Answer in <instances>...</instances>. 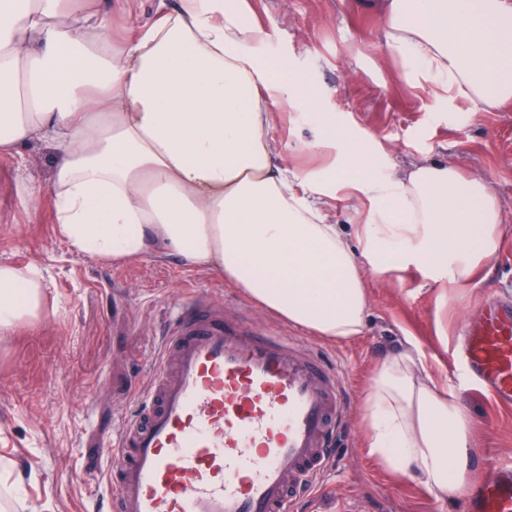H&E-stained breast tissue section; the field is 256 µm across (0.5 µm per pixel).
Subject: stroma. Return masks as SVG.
<instances>
[{"instance_id":"1","label":"stroma","mask_w":512,"mask_h":512,"mask_svg":"<svg viewBox=\"0 0 512 512\" xmlns=\"http://www.w3.org/2000/svg\"><path fill=\"white\" fill-rule=\"evenodd\" d=\"M375 0H245L269 34L264 51L277 79L301 74L319 110L375 137L399 175L448 160L487 181L502 208L503 240L476 283L451 288L420 270L367 273L369 305L361 336L333 341L290 324L217 273L174 256L112 263L71 250L53 203L56 154L40 140L0 156V263L38 267V319L0 337V512H105L103 444L148 384L171 308L205 293L232 317L290 336L340 371L350 411L337 458L320 490L296 512H462V495L434 499L424 487L380 467L364 439L372 374L405 338L415 339L442 380L460 377L452 358L460 324L477 319L488 297L512 302V105L469 116L466 105L434 109L425 79L388 44ZM272 133L292 144L290 167L314 171L336 161L313 144L320 131L301 111L281 107ZM39 189L31 202V189ZM473 452L469 477L488 455L512 456V409L466 384Z\"/></svg>"}]
</instances>
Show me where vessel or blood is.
<instances>
[{"label":"vessel or blood","mask_w":512,"mask_h":512,"mask_svg":"<svg viewBox=\"0 0 512 512\" xmlns=\"http://www.w3.org/2000/svg\"><path fill=\"white\" fill-rule=\"evenodd\" d=\"M462 336L469 375L511 409L512 305L487 302ZM344 407L335 368L196 293L108 444L113 512H291L333 459ZM464 512H512L511 461L485 459Z\"/></svg>","instance_id":"1"}]
</instances>
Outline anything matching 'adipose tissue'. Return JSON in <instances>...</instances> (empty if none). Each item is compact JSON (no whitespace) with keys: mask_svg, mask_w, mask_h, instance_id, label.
<instances>
[{"mask_svg":"<svg viewBox=\"0 0 512 512\" xmlns=\"http://www.w3.org/2000/svg\"><path fill=\"white\" fill-rule=\"evenodd\" d=\"M379 7L387 40L437 100L472 113L512 102V0ZM266 38L232 0H177L118 44L103 0H0V153L34 139L56 150L57 222L77 253L177 256L329 339L364 331V268L472 283L500 248L486 181L443 160L391 176L385 149L339 126L322 141L338 165L285 167L271 109L321 114L300 83H275ZM345 187L369 203L352 241L325 209ZM42 300L36 269L0 263L1 336L37 319ZM364 420L386 469L438 499L466 483L468 419L413 339L377 367Z\"/></svg>","mask_w":512,"mask_h":512,"instance_id":"obj_1","label":"adipose tissue"}]
</instances>
